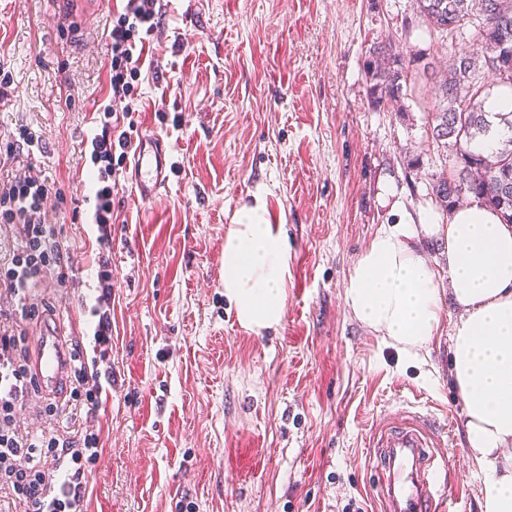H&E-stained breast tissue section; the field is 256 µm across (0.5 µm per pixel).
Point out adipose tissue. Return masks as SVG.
<instances>
[{"label":"adipose tissue","instance_id":"ef3b65f1","mask_svg":"<svg viewBox=\"0 0 512 512\" xmlns=\"http://www.w3.org/2000/svg\"><path fill=\"white\" fill-rule=\"evenodd\" d=\"M447 252L449 290L422 239ZM290 247L262 205L243 209L224 236V296L245 328L281 323ZM345 303L364 325L417 358L444 306L458 312L450 370L463 403L466 445L483 467L481 512H512V225L474 201L447 223L430 214L382 225L349 275Z\"/></svg>","mask_w":512,"mask_h":512}]
</instances>
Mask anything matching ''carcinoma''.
<instances>
[{"mask_svg": "<svg viewBox=\"0 0 512 512\" xmlns=\"http://www.w3.org/2000/svg\"><path fill=\"white\" fill-rule=\"evenodd\" d=\"M416 13L430 34H454L474 24L476 55L448 61V74L438 86L439 99L428 109L432 140L447 152L448 173L432 179L437 210L450 214L464 196H473L512 224V112L496 114L497 125L508 135L488 152L480 149L491 128L485 111L488 98L480 70L512 90V56L501 57L499 45L512 44V0H414ZM424 55L411 56L394 42L373 50L364 66L366 92L380 108L408 96L419 69H427Z\"/></svg>", "mask_w": 512, "mask_h": 512, "instance_id": "1", "label": "carcinoma"}]
</instances>
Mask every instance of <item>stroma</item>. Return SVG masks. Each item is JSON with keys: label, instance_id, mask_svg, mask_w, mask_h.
<instances>
[{"label": "stroma", "instance_id": "stroma-1", "mask_svg": "<svg viewBox=\"0 0 512 512\" xmlns=\"http://www.w3.org/2000/svg\"><path fill=\"white\" fill-rule=\"evenodd\" d=\"M107 0H0V151L29 131L41 152L9 175L44 179V217L64 253L29 299L63 342L93 358L100 293L90 137L110 103ZM162 35L134 80L131 136L172 146L169 187L146 203L119 168L112 194V391L93 414L17 410L38 433L77 424L99 435L85 512H383L380 469L364 448L373 422L419 415L449 457L461 512H479L483 475L463 435L449 367L457 314L444 308L424 362L404 358L347 308L351 268L395 187L409 213L432 206L447 169L425 108L471 31L420 26L413 0H166ZM399 37L430 67L412 96L373 108L363 65ZM261 198L290 245L281 323L240 325L224 296V234Z\"/></svg>", "mask_w": 512, "mask_h": 512}]
</instances>
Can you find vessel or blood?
I'll list each match as a JSON object with an SVG mask.
<instances>
[{
    "label": "vessel or blood",
    "instance_id": "obj_1",
    "mask_svg": "<svg viewBox=\"0 0 512 512\" xmlns=\"http://www.w3.org/2000/svg\"><path fill=\"white\" fill-rule=\"evenodd\" d=\"M171 147L160 135L141 133L129 162L131 184L143 201L166 192ZM33 375L45 394L58 395L68 383L69 355L54 327H46L31 361ZM429 427L420 417L376 425L368 446L385 477L378 494L387 512H447L442 465L432 452Z\"/></svg>",
    "mask_w": 512,
    "mask_h": 512
}]
</instances>
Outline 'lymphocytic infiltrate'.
<instances>
[{"label":"lymphocytic infiltrate","instance_id":"f902f5d3","mask_svg":"<svg viewBox=\"0 0 512 512\" xmlns=\"http://www.w3.org/2000/svg\"><path fill=\"white\" fill-rule=\"evenodd\" d=\"M161 0H126L108 34L111 53L110 88L116 100L133 99L134 78L144 61L137 54V39H150L158 30ZM105 120L91 140V161L98 167L91 221L96 224L99 246L112 244V157L128 154L132 147L126 131L112 121L110 106H103ZM46 183L32 178H13L0 184V224L17 228L20 242L0 264V294L14 305L12 313L0 312V491L8 505L20 504L24 512H83L88 467L99 455V439L93 433L32 434L21 430L15 414L37 385L30 374L27 344L16 333L12 316L34 318L28 302L30 285L49 266L61 264L63 253L57 233L41 217ZM69 402L95 410L111 371H89L81 348L70 355Z\"/></svg>","mask_w":512,"mask_h":512}]
</instances>
